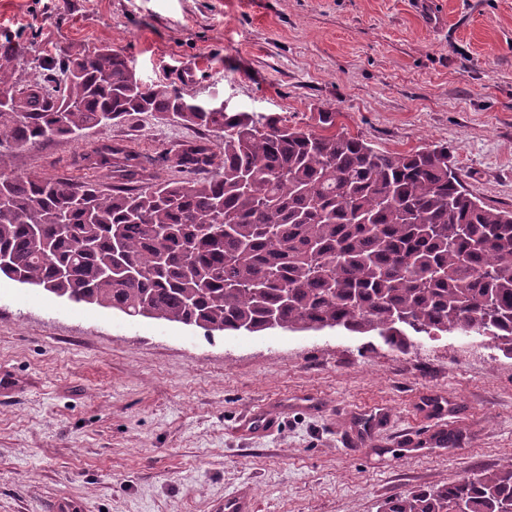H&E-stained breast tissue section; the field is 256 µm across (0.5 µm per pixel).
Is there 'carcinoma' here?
Here are the masks:
<instances>
[{
  "mask_svg": "<svg viewBox=\"0 0 512 512\" xmlns=\"http://www.w3.org/2000/svg\"><path fill=\"white\" fill-rule=\"evenodd\" d=\"M0 43V162L54 137L133 113L196 126L154 180L120 145L93 149L122 182L104 188L0 165V276L76 303L206 332L271 328L478 334L512 354V210L485 204L448 164V147L382 151L322 112V131L275 114L218 109L170 85H146L109 48L41 57ZM209 172L208 178L198 174ZM512 512V463L382 501L377 512Z\"/></svg>",
  "mask_w": 512,
  "mask_h": 512,
  "instance_id": "obj_1",
  "label": "carcinoma"
}]
</instances>
